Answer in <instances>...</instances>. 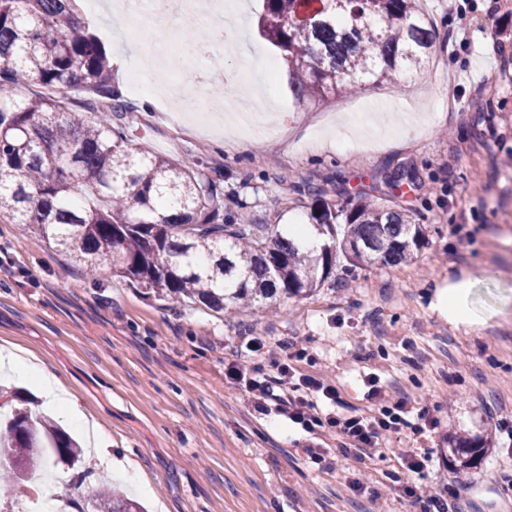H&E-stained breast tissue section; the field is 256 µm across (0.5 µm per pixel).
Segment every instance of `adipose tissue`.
<instances>
[{"mask_svg": "<svg viewBox=\"0 0 512 512\" xmlns=\"http://www.w3.org/2000/svg\"><path fill=\"white\" fill-rule=\"evenodd\" d=\"M0 375L15 382L34 386L55 414L71 424L82 435L92 436L97 448L96 459L100 465L113 468L116 477L132 483L143 494H150L151 485L132 462H113L107 448L108 436L99 424L81 411L59 375L31 352L13 345L0 346Z\"/></svg>", "mask_w": 512, "mask_h": 512, "instance_id": "1", "label": "adipose tissue"}]
</instances>
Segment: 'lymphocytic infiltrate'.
<instances>
[{"instance_id":"obj_1","label":"lymphocytic infiltrate","mask_w":512,"mask_h":512,"mask_svg":"<svg viewBox=\"0 0 512 512\" xmlns=\"http://www.w3.org/2000/svg\"><path fill=\"white\" fill-rule=\"evenodd\" d=\"M244 342L247 351L253 354L252 359L234 354L225 365V377L245 385L258 413L276 414L310 434L305 453L312 462L324 461L328 456L323 440L329 433L336 436L339 453L359 463L376 451L380 439L388 433L409 425L415 433L422 434L440 425L428 408L420 414L417 424H409L406 403L393 400L375 386L368 391L369 397L378 403L374 414L341 411L342 399L335 384L324 373L306 374L301 370L299 363L306 357L305 349L284 357L259 337L248 336ZM268 362L273 364L274 373L265 371Z\"/></svg>"}]
</instances>
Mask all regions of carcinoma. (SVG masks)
<instances>
[{
    "instance_id": "1",
    "label": "carcinoma",
    "mask_w": 512,
    "mask_h": 512,
    "mask_svg": "<svg viewBox=\"0 0 512 512\" xmlns=\"http://www.w3.org/2000/svg\"><path fill=\"white\" fill-rule=\"evenodd\" d=\"M75 0H0V216L44 238L92 278L120 276L146 294L234 313L277 310L331 277L333 253L356 265H394L425 241L410 214L366 196L336 203L306 184L307 250L269 224L244 223L210 179L136 144L122 121L135 107L112 89V68ZM264 0L258 28L288 64L298 99L357 91L423 64L435 27L417 0ZM39 86L35 92L29 86ZM168 214L157 221L160 210ZM37 461L80 460L74 440L27 408L0 415V450ZM483 450L451 441L468 466ZM28 472L0 475L24 492ZM81 512H144L108 486Z\"/></svg>"
}]
</instances>
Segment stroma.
<instances>
[{"label": "stroma", "mask_w": 512, "mask_h": 512, "mask_svg": "<svg viewBox=\"0 0 512 512\" xmlns=\"http://www.w3.org/2000/svg\"><path fill=\"white\" fill-rule=\"evenodd\" d=\"M468 2L470 44L457 56L448 54V0H420L437 27L424 66L300 105L280 52L258 34L262 0H236L239 42L196 58L193 70L234 73L246 97L263 98L276 115L271 134L199 129L156 87L134 89L152 33L129 28L109 0H79L108 56L127 59L112 85L137 108L134 141L205 173L225 208L246 207L262 224L304 223L311 201L297 187L315 183L339 202L365 193L402 207L426 234L402 264L337 257L328 282L285 300L272 317L168 304L120 277L92 279L42 238L0 220V245L12 258L0 269V343L59 374L111 436L113 458L150 480V512H424L391 489L404 448L430 452L412 480L441 486L448 512H512V449L494 436L498 420H512V66L500 64L512 59V0ZM462 233L471 238L464 249ZM462 281L478 318L469 327L434 308L440 290ZM244 336L297 342L359 413L375 409L364 384L372 376L412 413L437 407L441 426L389 435L360 465L338 454L312 463L308 433L258 414L245 386L225 380L224 359ZM452 435L488 443L467 490L451 482ZM357 476L380 500L352 491Z\"/></svg>", "instance_id": "stroma-1"}]
</instances>
